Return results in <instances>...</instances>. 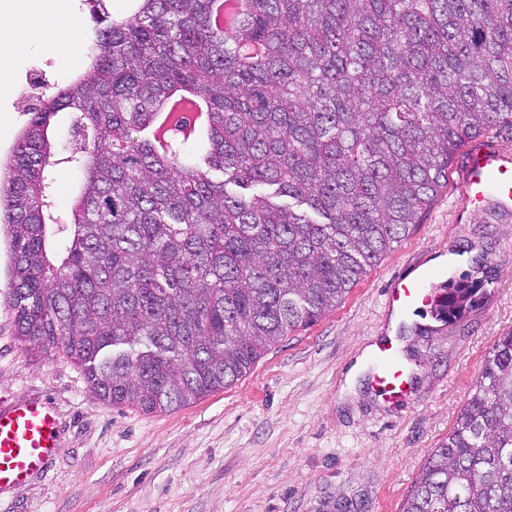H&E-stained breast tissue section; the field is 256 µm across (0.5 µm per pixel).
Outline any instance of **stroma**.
Returning a JSON list of instances; mask_svg holds the SVG:
<instances>
[{
  "label": "stroma",
  "mask_w": 512,
  "mask_h": 512,
  "mask_svg": "<svg viewBox=\"0 0 512 512\" xmlns=\"http://www.w3.org/2000/svg\"><path fill=\"white\" fill-rule=\"evenodd\" d=\"M48 60L39 92L55 93L73 79L67 58L27 36L0 77V158L27 120L14 109L25 78ZM465 157L456 152L421 223L333 313L286 336L232 386L167 413L112 406L62 348L18 341L0 229V400H47L62 442L47 474L0 491V512H400L488 351L512 331V212L458 210ZM454 251L464 262L452 280L479 288L482 302L438 334L405 336L415 398L389 404L361 380L346 384L387 333L390 279Z\"/></svg>",
  "instance_id": "1"
}]
</instances>
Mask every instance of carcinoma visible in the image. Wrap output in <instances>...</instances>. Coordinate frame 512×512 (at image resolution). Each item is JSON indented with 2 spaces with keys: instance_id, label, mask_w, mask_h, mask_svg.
Returning <instances> with one entry per match:
<instances>
[{
  "instance_id": "carcinoma-1",
  "label": "carcinoma",
  "mask_w": 512,
  "mask_h": 512,
  "mask_svg": "<svg viewBox=\"0 0 512 512\" xmlns=\"http://www.w3.org/2000/svg\"><path fill=\"white\" fill-rule=\"evenodd\" d=\"M108 2L87 3V67L27 109L0 223L15 335L62 346L115 407L169 412L246 376L409 236L466 140L512 125V0H249L231 34L214 0ZM182 100L207 135L159 138ZM61 165L80 178L62 224ZM477 301L453 289L448 317ZM405 512H512V331Z\"/></svg>"
}]
</instances>
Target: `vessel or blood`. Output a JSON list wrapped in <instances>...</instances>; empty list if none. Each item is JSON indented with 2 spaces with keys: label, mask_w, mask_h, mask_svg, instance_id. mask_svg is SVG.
<instances>
[{
  "label": "vessel or blood",
  "mask_w": 512,
  "mask_h": 512,
  "mask_svg": "<svg viewBox=\"0 0 512 512\" xmlns=\"http://www.w3.org/2000/svg\"><path fill=\"white\" fill-rule=\"evenodd\" d=\"M460 205L480 214L488 207L512 211V158L472 145L466 159ZM445 270L423 269L394 279L388 293L389 309L406 315L421 304L431 307L434 322H445L448 292ZM368 375L387 400L410 397V375L392 339L379 338L370 355ZM62 448L59 421L51 405L40 398H23L0 405V490L47 472Z\"/></svg>",
  "instance_id": "vessel-or-blood-1"
}]
</instances>
